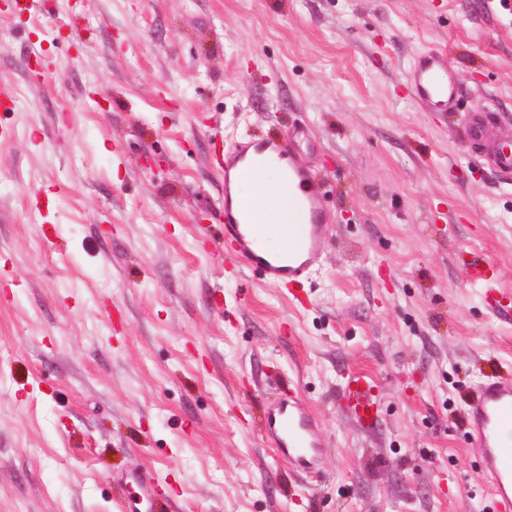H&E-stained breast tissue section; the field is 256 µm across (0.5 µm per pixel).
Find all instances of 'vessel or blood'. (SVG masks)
<instances>
[{
	"instance_id": "vessel-or-blood-1",
	"label": "vessel or blood",
	"mask_w": 512,
	"mask_h": 512,
	"mask_svg": "<svg viewBox=\"0 0 512 512\" xmlns=\"http://www.w3.org/2000/svg\"><path fill=\"white\" fill-rule=\"evenodd\" d=\"M409 97L426 112H451L458 104L462 79L446 51L429 49L406 72ZM307 133L235 138L216 154L224 175V271L237 278L242 270L260 274L273 287L305 288L322 268L332 219L324 207L311 167L297 159ZM491 167L512 177V135L486 152ZM282 200L277 213L266 212L261 195ZM351 418L372 425L381 402L369 375L353 371L342 383ZM468 439L477 448L492 503H512V379L483 383L466 409ZM263 436L288 463L308 469L320 460L322 435L298 388H290L264 413Z\"/></svg>"
}]
</instances>
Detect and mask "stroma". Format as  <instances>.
<instances>
[{
  "label": "stroma",
  "instance_id": "stroma-1",
  "mask_svg": "<svg viewBox=\"0 0 512 512\" xmlns=\"http://www.w3.org/2000/svg\"><path fill=\"white\" fill-rule=\"evenodd\" d=\"M0 12V512H493L464 408L512 374V179L465 143L512 128V16L479 0H75ZM45 42L33 84L23 60ZM447 51L469 93L422 111L412 60ZM99 98H89L92 90ZM308 128L299 161L333 219L310 304L224 275L211 156ZM62 185L32 212L30 185ZM496 269L498 296L470 287ZM118 307L113 319L104 309ZM352 370L383 416L345 410ZM295 382L323 459L290 470L260 432Z\"/></svg>",
  "mask_w": 512,
  "mask_h": 512
}]
</instances>
